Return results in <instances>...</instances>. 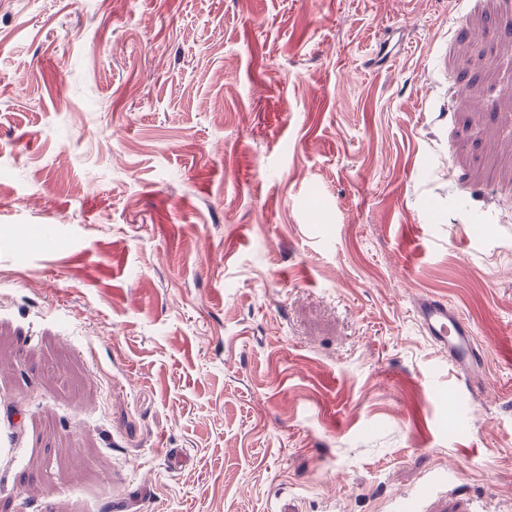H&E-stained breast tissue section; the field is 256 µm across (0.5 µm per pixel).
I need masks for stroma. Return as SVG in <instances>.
<instances>
[{"label": "stroma", "instance_id": "stroma-1", "mask_svg": "<svg viewBox=\"0 0 512 512\" xmlns=\"http://www.w3.org/2000/svg\"><path fill=\"white\" fill-rule=\"evenodd\" d=\"M509 25L0 0V512H512ZM415 315L424 334L448 350V359L457 368H468L476 362L473 331L454 308L437 298L421 297Z\"/></svg>", "mask_w": 512, "mask_h": 512}]
</instances>
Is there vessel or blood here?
Masks as SVG:
<instances>
[{"label":"vessel or blood","instance_id":"obj_1","mask_svg":"<svg viewBox=\"0 0 512 512\" xmlns=\"http://www.w3.org/2000/svg\"><path fill=\"white\" fill-rule=\"evenodd\" d=\"M415 315L424 334L447 350L451 363L461 369L475 363L473 332L454 308L437 298L423 297L416 303Z\"/></svg>","mask_w":512,"mask_h":512}]
</instances>
